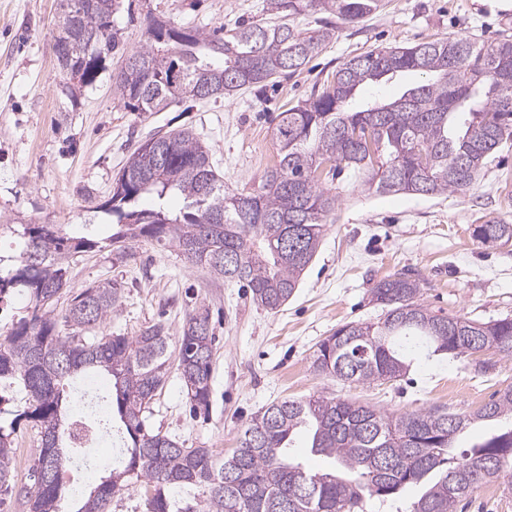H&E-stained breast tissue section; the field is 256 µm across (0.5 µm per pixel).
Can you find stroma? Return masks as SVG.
Wrapping results in <instances>:
<instances>
[{"mask_svg": "<svg viewBox=\"0 0 512 512\" xmlns=\"http://www.w3.org/2000/svg\"><path fill=\"white\" fill-rule=\"evenodd\" d=\"M56 5L0 0V225L56 224L96 240L97 248L71 263L69 282L76 289L123 283L110 332L133 336L160 321L175 337L194 308L211 310L217 342L208 411L190 413L172 368L150 405L147 430L227 455L254 413L281 400L321 394L391 413L438 407L467 414L512 385V356L498 354L487 373L477 372L470 356L436 357L371 384L343 383L312 368L318 344L337 327L383 317L371 290L397 273L418 279L420 301L435 314L482 322L512 316V243L487 245L473 236L474 225L487 220L512 223L511 142L469 189L441 196L381 193L347 167L324 177L323 187L338 197L336 211L295 294L274 312L254 304L238 283L190 265L177 248L140 239L130 256L119 258L108 218L98 210L146 136L182 128L210 147L226 192H252L276 156L273 117L308 99L346 60L448 36L512 39V0H384L358 23H337L332 40L301 72L163 112H133L114 96L118 59L94 84L69 82L54 51ZM149 13L178 27L272 21L264 0H123L114 23L127 50L142 43ZM456 512H512V491L500 481L482 485Z\"/></svg>", "mask_w": 512, "mask_h": 512, "instance_id": "stroma-1", "label": "stroma"}]
</instances>
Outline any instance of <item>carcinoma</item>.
Instances as JSON below:
<instances>
[{
	"label": "carcinoma",
	"mask_w": 512,
	"mask_h": 512,
	"mask_svg": "<svg viewBox=\"0 0 512 512\" xmlns=\"http://www.w3.org/2000/svg\"><path fill=\"white\" fill-rule=\"evenodd\" d=\"M121 0H58L55 44L61 68L81 85L92 84L124 41L112 25ZM382 0H266L269 26L240 25L225 35L147 22L145 39L128 55L112 90L133 112H161L181 98L221 99L292 75L335 35L324 21L299 29L290 19L307 8L355 23ZM418 75L387 103L355 105L357 94L382 80ZM276 160L249 194H227L209 147L188 129L141 142L112 182L100 209L112 220V250L124 253L141 238L168 242L216 279L250 289L257 306L276 311L288 302L314 257L336 195L320 185L319 168L335 162L370 173L382 193L442 195L470 187L485 160L512 139V40L479 45L448 38L414 46L373 50L344 62L303 103L277 116ZM175 195L184 206L166 204ZM156 202L142 208V198ZM23 251L5 276L0 303L20 288L31 315L0 340V493L17 494L28 512H110L112 497L130 480L139 483L146 512H367V504H393L417 491L409 512H454L461 498L500 478L512 489V454L480 472L482 457L512 448V385L469 414L439 408L388 413L323 395L285 400L258 410L231 455L187 448L145 429L144 415L176 358L192 408L208 409L214 337L208 311L198 308L177 342L155 323L134 336L101 333L121 306L117 282L92 283L72 293L58 330L53 304L68 289L75 255L96 242L70 237L55 224H24ZM476 239L512 240V224L489 220ZM238 265H227V256ZM417 279H383L372 297L387 307L378 323H347L318 346L314 372L351 383L399 378L425 353L458 358L463 337L480 347L512 354V317L478 322L456 317L441 323L418 302ZM107 376L111 390L89 426L116 435L117 461L96 471V486H66L82 448L74 437V395L93 377ZM26 391L23 408L5 411L6 387ZM36 427L41 447L32 466L34 486L15 489L12 459L17 424ZM500 426L456 452L470 427ZM307 452L325 460L312 470L294 453L298 435Z\"/></svg>",
	"instance_id": "1"
}]
</instances>
